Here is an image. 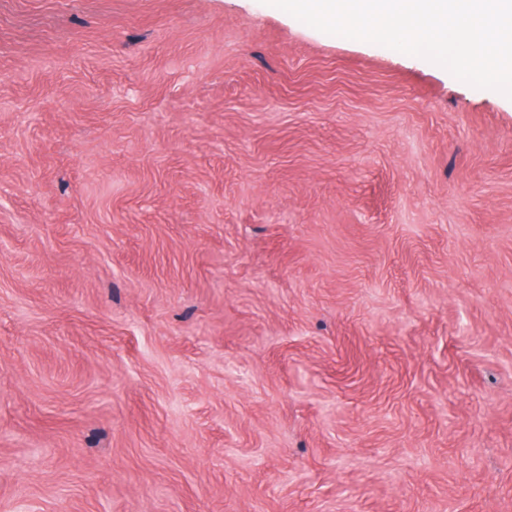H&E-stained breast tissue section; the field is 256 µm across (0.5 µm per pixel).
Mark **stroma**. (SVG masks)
Instances as JSON below:
<instances>
[{"mask_svg":"<svg viewBox=\"0 0 512 512\" xmlns=\"http://www.w3.org/2000/svg\"><path fill=\"white\" fill-rule=\"evenodd\" d=\"M0 512H512V99L264 0H0Z\"/></svg>","mask_w":512,"mask_h":512,"instance_id":"stroma-1","label":"stroma"}]
</instances>
